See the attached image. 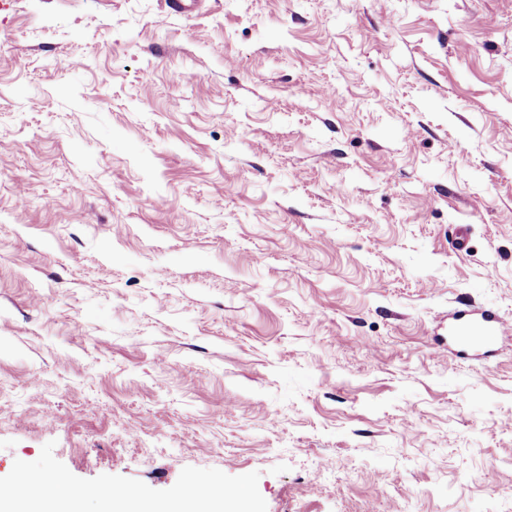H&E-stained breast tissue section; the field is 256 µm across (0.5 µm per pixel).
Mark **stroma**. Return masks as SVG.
I'll use <instances>...</instances> for the list:
<instances>
[{"label": "stroma", "mask_w": 512, "mask_h": 512, "mask_svg": "<svg viewBox=\"0 0 512 512\" xmlns=\"http://www.w3.org/2000/svg\"><path fill=\"white\" fill-rule=\"evenodd\" d=\"M463 301L512 328V0H0V477L507 512Z\"/></svg>", "instance_id": "stroma-1"}]
</instances>
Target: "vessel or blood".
<instances>
[{"label": "vessel or blood", "instance_id": "1", "mask_svg": "<svg viewBox=\"0 0 512 512\" xmlns=\"http://www.w3.org/2000/svg\"><path fill=\"white\" fill-rule=\"evenodd\" d=\"M512 337V330L500 322L493 309L472 303L462 304L448 323V340L472 351L486 350Z\"/></svg>", "mask_w": 512, "mask_h": 512}]
</instances>
